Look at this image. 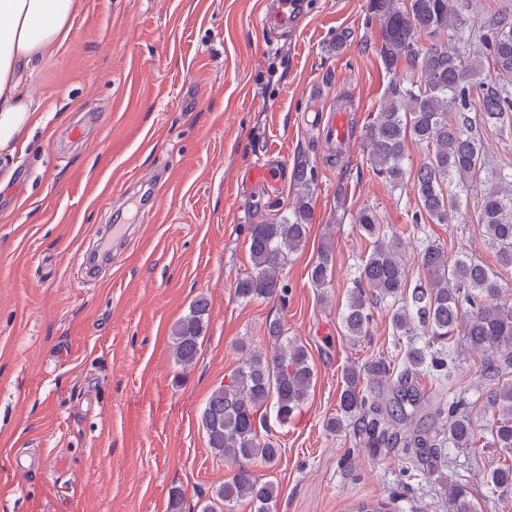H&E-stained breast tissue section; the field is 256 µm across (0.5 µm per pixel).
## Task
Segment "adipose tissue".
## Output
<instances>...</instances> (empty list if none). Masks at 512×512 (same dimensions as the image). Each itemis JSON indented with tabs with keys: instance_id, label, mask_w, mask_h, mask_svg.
Returning a JSON list of instances; mask_svg holds the SVG:
<instances>
[{
	"instance_id": "adipose-tissue-1",
	"label": "adipose tissue",
	"mask_w": 512,
	"mask_h": 512,
	"mask_svg": "<svg viewBox=\"0 0 512 512\" xmlns=\"http://www.w3.org/2000/svg\"><path fill=\"white\" fill-rule=\"evenodd\" d=\"M75 10L76 0H0V151L36 125L22 81L48 47L68 39Z\"/></svg>"
}]
</instances>
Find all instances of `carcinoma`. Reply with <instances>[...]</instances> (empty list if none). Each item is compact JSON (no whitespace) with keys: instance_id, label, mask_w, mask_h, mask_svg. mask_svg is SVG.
<instances>
[{"instance_id":"obj_1","label":"carcinoma","mask_w":512,"mask_h":512,"mask_svg":"<svg viewBox=\"0 0 512 512\" xmlns=\"http://www.w3.org/2000/svg\"><path fill=\"white\" fill-rule=\"evenodd\" d=\"M368 14L379 26V56L390 76L380 108L363 127V154L373 172L395 190H411L417 201L410 219L412 230L423 224H447L461 214L463 196L482 174L493 186L481 198L477 221L484 228L497 264L512 267V171L486 173L487 153L479 129L502 127L512 121V20L499 18L479 34L483 52L467 54L473 30L467 28L453 0H368ZM428 39L424 44L422 39ZM494 64L498 79L484 81L483 58ZM406 74H397L401 66ZM476 112L467 113L471 96ZM427 151L417 168L408 166L407 141ZM295 194L291 205L272 223L248 225L252 271L236 283L237 298L251 302L285 300L287 286L279 278L285 258L303 249L313 222L314 167L302 159L293 168ZM359 231L372 240V250L353 277L341 313L346 336L366 335L374 308L385 304L396 336H419L408 346L397 367L384 358L349 365L339 395L340 414L326 429H353L362 448H378L385 440L383 425L391 420L403 428L406 448H435L448 443L459 452L475 444L476 428L469 411L472 402L453 393L463 354L480 357V373L494 386L483 400L490 417V443L512 455V299L498 273L480 259L459 252L451 255L442 244L418 240L417 262L423 277L408 282L407 254L411 236L389 232L376 212L363 207L353 217ZM333 272L330 243L321 245L308 270L316 288L326 287ZM209 305L200 297L171 329L176 362L188 367L199 354ZM274 343L270 352L244 349L241 363L216 387L201 412L208 448L239 463L230 480L214 494L223 508L246 501L253 512H273L276 487L247 467L272 464L282 449L258 431L260 410L273 407L286 423L304 403L315 373L307 348L285 336L281 322L268 325ZM431 377L440 390L434 414L445 419L443 437L410 428L421 407L413 380ZM390 383L385 394H374L364 380ZM490 494L512 492V463L489 470ZM470 492L462 474L448 477L449 512H472Z\"/></svg>"}]
</instances>
